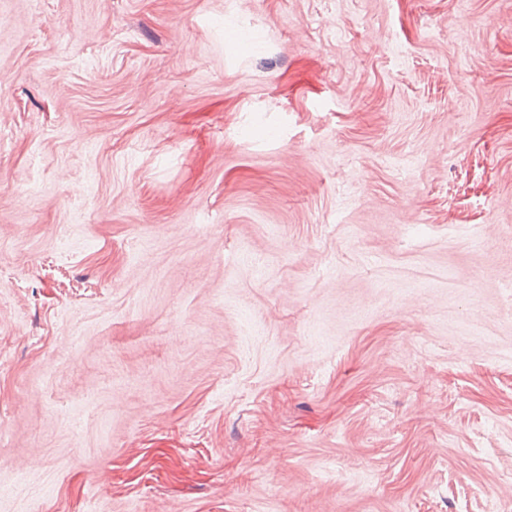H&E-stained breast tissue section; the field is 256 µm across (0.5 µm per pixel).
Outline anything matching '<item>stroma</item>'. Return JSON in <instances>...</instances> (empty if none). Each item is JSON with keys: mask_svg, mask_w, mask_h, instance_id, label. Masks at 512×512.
Returning <instances> with one entry per match:
<instances>
[{"mask_svg": "<svg viewBox=\"0 0 512 512\" xmlns=\"http://www.w3.org/2000/svg\"><path fill=\"white\" fill-rule=\"evenodd\" d=\"M0 512H512V0H0Z\"/></svg>", "mask_w": 512, "mask_h": 512, "instance_id": "stroma-1", "label": "stroma"}]
</instances>
